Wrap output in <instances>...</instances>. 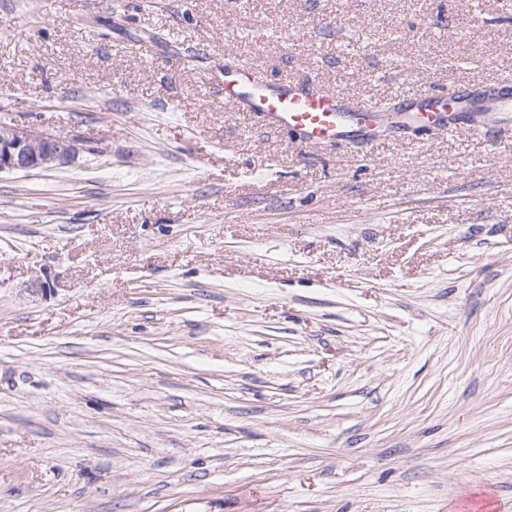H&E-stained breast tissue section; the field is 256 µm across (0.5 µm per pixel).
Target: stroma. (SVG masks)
Instances as JSON below:
<instances>
[{
    "label": "stroma",
    "instance_id": "stroma-1",
    "mask_svg": "<svg viewBox=\"0 0 512 512\" xmlns=\"http://www.w3.org/2000/svg\"><path fill=\"white\" fill-rule=\"evenodd\" d=\"M228 58L395 104L512 0H0V121L83 145L0 174V512H512V113L308 148Z\"/></svg>",
    "mask_w": 512,
    "mask_h": 512
}]
</instances>
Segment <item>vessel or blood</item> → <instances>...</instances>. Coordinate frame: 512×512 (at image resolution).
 I'll list each match as a JSON object with an SVG mask.
<instances>
[{"instance_id":"obj_1","label":"vessel or blood","mask_w":512,"mask_h":512,"mask_svg":"<svg viewBox=\"0 0 512 512\" xmlns=\"http://www.w3.org/2000/svg\"><path fill=\"white\" fill-rule=\"evenodd\" d=\"M224 104L251 113L261 128L287 130L299 145L318 147L373 142L390 134L431 127L451 136L480 131L491 116L512 112V96L488 90L473 94L465 84L420 92L413 101L384 110L324 89L317 74L270 81L262 67L224 63Z\"/></svg>"}]
</instances>
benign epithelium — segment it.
I'll return each mask as SVG.
<instances>
[{
	"label": "benign epithelium",
	"instance_id": "7a95c632",
	"mask_svg": "<svg viewBox=\"0 0 512 512\" xmlns=\"http://www.w3.org/2000/svg\"><path fill=\"white\" fill-rule=\"evenodd\" d=\"M79 151L78 141L68 136L0 122V173L52 170L69 164ZM25 292L46 298L55 293V288L48 276L37 275L27 282Z\"/></svg>",
	"mask_w": 512,
	"mask_h": 512
}]
</instances>
